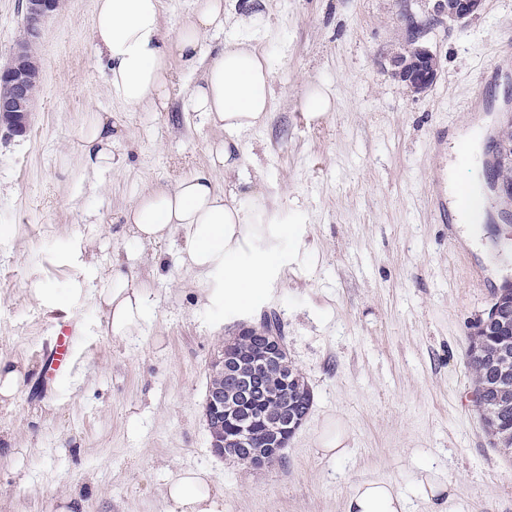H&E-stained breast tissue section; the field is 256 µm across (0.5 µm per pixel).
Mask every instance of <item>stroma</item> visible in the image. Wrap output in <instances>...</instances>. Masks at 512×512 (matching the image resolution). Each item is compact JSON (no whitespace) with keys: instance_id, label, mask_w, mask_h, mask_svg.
<instances>
[{"instance_id":"1","label":"stroma","mask_w":512,"mask_h":512,"mask_svg":"<svg viewBox=\"0 0 512 512\" xmlns=\"http://www.w3.org/2000/svg\"><path fill=\"white\" fill-rule=\"evenodd\" d=\"M95 0H62L32 53L41 69L24 135L0 138V355L31 356L21 395L0 405V431L15 455H0V512H58L68 495L85 512H165V486L183 469L209 472L224 512H343L359 481L382 478L433 512L419 479L432 471L456 488L451 512H512V459L495 451L472 397L471 326L502 280L512 277L486 226L441 223L435 191L447 173L483 187V167L465 162L469 130L488 127L482 153L512 166L495 129L512 119V61L499 47L512 34V0H484L469 22L437 23L423 43L440 73L425 94L390 74L406 39V14L432 0H224L223 30L209 56L241 34L273 70L265 126L241 140V169L215 172L286 218L273 242L272 289L242 305L201 299L196 273L180 261L181 237L141 248L123 231L137 196L209 165L222 129L184 112L125 111L103 86L91 40ZM328 111L309 112L314 91ZM110 112L112 168L86 175L75 152L81 126ZM96 250L93 280L112 262L152 281L141 331L116 342L90 299L39 304L41 282L63 294V263ZM307 258L296 263L297 250ZM252 252L235 256L250 261ZM275 315L288 357L314 395L281 463L253 470L210 447L205 398L225 340ZM73 330V391L47 353ZM339 421L347 452L323 459L317 441Z\"/></svg>"}]
</instances>
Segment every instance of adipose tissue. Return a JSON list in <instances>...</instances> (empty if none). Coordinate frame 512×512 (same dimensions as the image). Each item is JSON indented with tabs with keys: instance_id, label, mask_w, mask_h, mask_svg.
Here are the masks:
<instances>
[{
	"instance_id": "1",
	"label": "adipose tissue",
	"mask_w": 512,
	"mask_h": 512,
	"mask_svg": "<svg viewBox=\"0 0 512 512\" xmlns=\"http://www.w3.org/2000/svg\"><path fill=\"white\" fill-rule=\"evenodd\" d=\"M224 27V0H193L176 41L165 39L161 0H96L92 39L103 61V77L113 99L135 111L169 106L173 58L186 65L199 60L203 37ZM273 73L266 58L248 39L225 43L205 68L201 84L184 93V111L224 129L226 139L210 147L211 172H192L174 186L159 185L141 195L124 218L134 239L155 244L182 235L183 262L198 275L208 300L241 302L265 294L270 287V255L256 253L249 263L230 259L260 238L266 225L279 223L261 197L251 206L238 200L235 188H220L212 171L238 169L241 138L264 126L271 110ZM79 151L87 172L112 167V123L93 115L79 130ZM73 272L64 294L33 283V296L52 306H68L94 297L104 313L105 335L122 341L138 332L147 318L146 287L130 272L112 267L100 283L82 272L78 254H70ZM220 490L206 472L183 470L166 488L168 512H220ZM345 512H407L405 496L389 481L355 485Z\"/></svg>"
}]
</instances>
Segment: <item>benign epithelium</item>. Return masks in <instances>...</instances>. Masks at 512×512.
<instances>
[{"label": "benign epithelium", "mask_w": 512, "mask_h": 512, "mask_svg": "<svg viewBox=\"0 0 512 512\" xmlns=\"http://www.w3.org/2000/svg\"><path fill=\"white\" fill-rule=\"evenodd\" d=\"M483 2L435 0L428 21L410 26L407 47L392 56V76L412 92L426 93L440 70L436 54L422 43L426 28L443 17L464 23L480 13ZM55 9V0H21L28 38L0 65V118L11 122L13 131L27 130L32 88L41 79L31 45L39 36L41 21ZM508 294H512V284L496 295L474 328L484 330L500 322L501 299ZM244 332L252 335L251 349L242 350L232 342L213 362L220 383L207 391L205 415L214 453L233 458L245 455L260 470L284 459L288 440L305 417L295 411L298 381L280 337L260 326Z\"/></svg>", "instance_id": "benign-epithelium-1"}]
</instances>
